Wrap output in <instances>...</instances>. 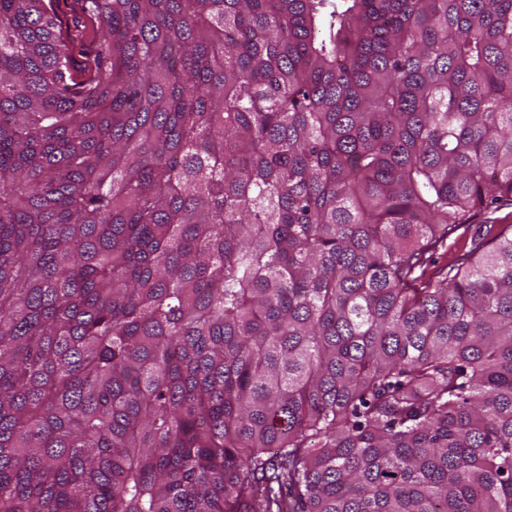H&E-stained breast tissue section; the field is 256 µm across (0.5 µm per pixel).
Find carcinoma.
<instances>
[{"label":"carcinoma","instance_id":"obj_1","mask_svg":"<svg viewBox=\"0 0 512 512\" xmlns=\"http://www.w3.org/2000/svg\"><path fill=\"white\" fill-rule=\"evenodd\" d=\"M0 0V512H512V0ZM498 224H512V208L510 206L501 208L492 215H478L471 224L457 227L448 237L447 249L442 248L437 251L435 255V258H438L437 263L430 266V271L439 272L441 270L440 273L444 272L450 261L470 249L472 240L478 237L492 238L501 229Z\"/></svg>","mask_w":512,"mask_h":512}]
</instances>
